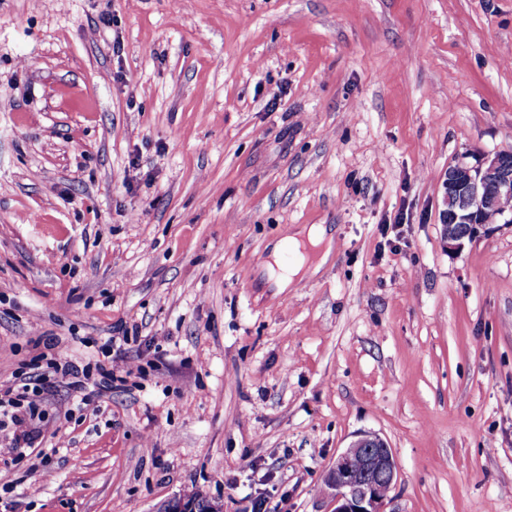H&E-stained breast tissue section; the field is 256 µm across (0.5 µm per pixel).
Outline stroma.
<instances>
[{
	"label": "stroma",
	"mask_w": 512,
	"mask_h": 512,
	"mask_svg": "<svg viewBox=\"0 0 512 512\" xmlns=\"http://www.w3.org/2000/svg\"><path fill=\"white\" fill-rule=\"evenodd\" d=\"M512 150V0H0V384L138 339L137 388L0 457V512H328L358 434L392 512H512V224L459 251L458 160ZM323 225L328 262L265 264ZM300 236V237H298ZM325 242V229L320 224H314L309 228H304L297 235H288L279 240L272 249V260L278 264L280 272L275 274L273 267L270 262H267L266 266L270 270L272 276H275V284L277 288L285 289L293 285L296 277L300 275L302 270L305 268L307 262H311L309 268L314 265V269L318 270L323 264H325L331 253V241L324 248ZM308 243L312 248L315 249L314 261L312 262L308 256L300 253V249ZM293 249L299 253L300 260L292 266L283 267L279 265L280 256L282 255L285 247Z\"/></svg>",
	"instance_id": "35a3bbf8"
}]
</instances>
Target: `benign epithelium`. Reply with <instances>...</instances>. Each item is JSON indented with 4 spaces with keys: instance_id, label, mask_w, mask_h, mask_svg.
<instances>
[{
    "instance_id": "1",
    "label": "benign epithelium",
    "mask_w": 512,
    "mask_h": 512,
    "mask_svg": "<svg viewBox=\"0 0 512 512\" xmlns=\"http://www.w3.org/2000/svg\"><path fill=\"white\" fill-rule=\"evenodd\" d=\"M512 152L503 150L492 157L470 164L463 160L448 167L443 181L446 222L462 224L463 235L447 237L448 248L460 251L489 225L512 223L484 194L496 185L502 193L512 192V179L503 175V163ZM397 480V465L388 443L368 432L350 441L336 454L326 470L322 493L329 501V512H387L388 493Z\"/></svg>"
}]
</instances>
